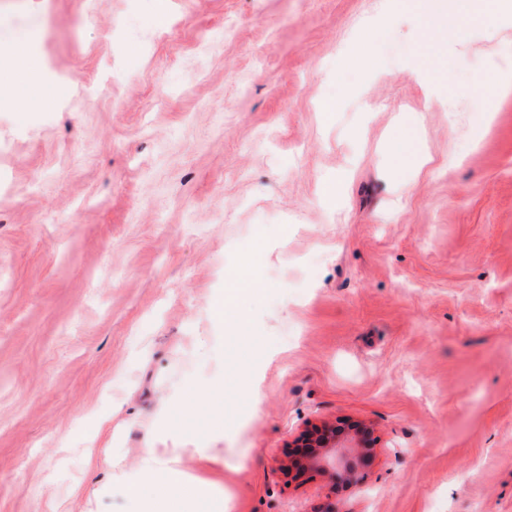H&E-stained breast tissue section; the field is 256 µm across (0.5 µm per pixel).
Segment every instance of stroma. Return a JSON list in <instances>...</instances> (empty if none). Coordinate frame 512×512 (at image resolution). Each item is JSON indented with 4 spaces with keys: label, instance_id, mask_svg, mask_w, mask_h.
I'll list each match as a JSON object with an SVG mask.
<instances>
[{
    "label": "stroma",
    "instance_id": "stroma-1",
    "mask_svg": "<svg viewBox=\"0 0 512 512\" xmlns=\"http://www.w3.org/2000/svg\"><path fill=\"white\" fill-rule=\"evenodd\" d=\"M384 6L0 0L38 72L0 60V512H136L98 461L161 426L222 485L192 512H512V29L398 13L347 68ZM340 420L387 447L367 488L286 476ZM252 291H254V289L239 288L238 286H233V284L225 282L224 302H220L215 308L216 317L219 320H224V324L226 322L230 325L238 324L240 318L236 315H228V311L234 310L240 302L242 296Z\"/></svg>",
    "mask_w": 512,
    "mask_h": 512
}]
</instances>
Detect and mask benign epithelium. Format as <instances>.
Wrapping results in <instances>:
<instances>
[{
    "instance_id": "1",
    "label": "benign epithelium",
    "mask_w": 512,
    "mask_h": 512,
    "mask_svg": "<svg viewBox=\"0 0 512 512\" xmlns=\"http://www.w3.org/2000/svg\"><path fill=\"white\" fill-rule=\"evenodd\" d=\"M381 438L372 428L354 426L342 430L329 423L311 430L290 456L288 468L300 473H331L362 488L379 453Z\"/></svg>"
}]
</instances>
